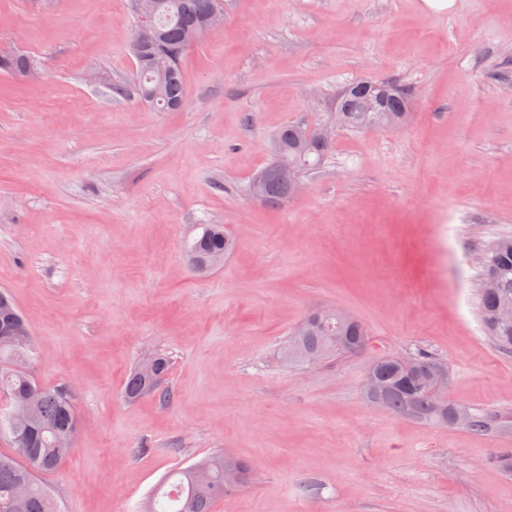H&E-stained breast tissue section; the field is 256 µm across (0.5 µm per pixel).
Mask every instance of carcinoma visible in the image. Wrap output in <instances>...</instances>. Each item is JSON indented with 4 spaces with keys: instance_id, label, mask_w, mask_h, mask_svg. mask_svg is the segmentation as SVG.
Listing matches in <instances>:
<instances>
[{
    "instance_id": "1",
    "label": "carcinoma",
    "mask_w": 512,
    "mask_h": 512,
    "mask_svg": "<svg viewBox=\"0 0 512 512\" xmlns=\"http://www.w3.org/2000/svg\"><path fill=\"white\" fill-rule=\"evenodd\" d=\"M153 21V38L139 40L140 18H135L129 50L136 62L137 78L133 94L137 100L160 111H176L187 98L183 61L186 51L194 46L193 32L208 24L219 3L225 0H158ZM33 72L40 77V66L30 55L19 52L0 55V72L19 75ZM412 108L408 87L387 79H364L347 86L340 94L336 110L342 112V130L363 131L379 126L384 131L404 126ZM330 139L319 136V127L305 123H287L271 137V160L261 170L265 182L263 201L279 206L290 200L291 185L320 167L331 151ZM234 240L222 224H204L188 248L192 268L196 272L210 270V260L217 253L229 254ZM484 254L486 264L478 288L479 312L489 336L503 349L512 348V332L495 322L499 307L512 304V238H501L489 245ZM13 317L21 325L27 319L10 294L0 290V320ZM367 330L357 318L347 322L328 308L314 311L289 332L280 358L302 364L300 351H319L329 360L357 352L358 343H367ZM32 336H14L0 342V393L7 407L0 408V432H16L26 437L28 453H0V512H60L57 501L38 481L36 474L58 468L73 450L68 438L79 422L76 404L69 395L70 385L47 388L39 385L27 370L32 357ZM154 370L147 373L136 366L125 384V397L135 401L153 395L164 402L165 381L171 359L165 353L150 356ZM440 360L426 350L405 357H379L376 371L387 389V404L396 414L430 425L448 424L454 404L441 391L431 388L428 372ZM26 408L31 420L9 423L14 412ZM197 465L206 468L200 482L191 481L194 466L177 472L169 489L152 496L149 512H211L215 501L224 497V468L234 467L248 475L244 463L223 454L208 456Z\"/></svg>"
}]
</instances>
